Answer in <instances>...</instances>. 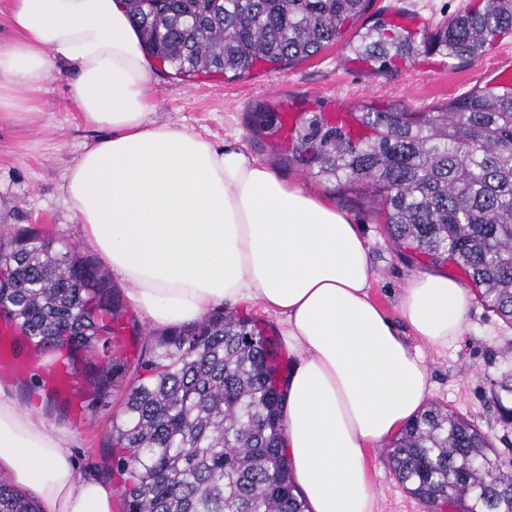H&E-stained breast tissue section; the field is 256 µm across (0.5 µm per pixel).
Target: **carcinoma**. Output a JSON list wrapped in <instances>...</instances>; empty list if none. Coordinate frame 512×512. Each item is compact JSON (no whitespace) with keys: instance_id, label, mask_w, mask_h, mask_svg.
<instances>
[{"instance_id":"cac0c4a2","label":"carcinoma","mask_w":512,"mask_h":512,"mask_svg":"<svg viewBox=\"0 0 512 512\" xmlns=\"http://www.w3.org/2000/svg\"><path fill=\"white\" fill-rule=\"evenodd\" d=\"M146 51L176 75L277 69L343 39L371 0H121ZM512 34V0H484L418 42L376 22L354 47L382 71L420 50L473 60ZM355 135L314 112L286 162L377 207L399 251L452 262L480 302L512 325V89L473 90L427 112L365 106ZM0 315L36 349H65L103 398L130 365L112 338L111 281L33 228L0 236ZM254 320L218 309L155 340L136 364L109 434L126 512H308L282 445L288 397ZM512 425V373L489 380ZM413 496L450 512H512V459L474 421L431 404L391 441ZM0 512H38L0 479Z\"/></svg>"}]
</instances>
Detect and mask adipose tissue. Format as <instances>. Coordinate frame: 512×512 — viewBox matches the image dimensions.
Here are the masks:
<instances>
[{
	"label": "adipose tissue",
	"mask_w": 512,
	"mask_h": 512,
	"mask_svg": "<svg viewBox=\"0 0 512 512\" xmlns=\"http://www.w3.org/2000/svg\"><path fill=\"white\" fill-rule=\"evenodd\" d=\"M0 41V119L40 114L54 74L99 131L61 192L83 239L130 286L132 308L172 329L251 304L277 316L293 357L284 448L310 512H377L366 452L429 402L430 373L409 341L463 336L471 295L443 273L412 274L389 317L369 295L374 268L358 226L241 147L158 122L152 67L118 0H10ZM74 434L0 385V470L41 512H113L109 484L81 471Z\"/></svg>",
	"instance_id": "obj_1"
}]
</instances>
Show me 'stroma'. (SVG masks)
Listing matches in <instances>:
<instances>
[{
  "label": "stroma",
  "mask_w": 512,
  "mask_h": 512,
  "mask_svg": "<svg viewBox=\"0 0 512 512\" xmlns=\"http://www.w3.org/2000/svg\"><path fill=\"white\" fill-rule=\"evenodd\" d=\"M476 2L372 0L370 14L361 23L369 26L374 17L402 10L415 14L419 33L429 34L450 15ZM507 57H512L510 35L473 61L460 62L436 52L410 62H392L378 73L373 63L352 55L339 42L309 60L278 71L258 67L236 79L220 74L183 78L158 63L153 67L151 98L156 120L193 129L220 147L238 143L285 181L301 184L345 212L370 246L375 270L371 296L392 317L398 294L406 280L421 270V263L407 261L397 253L381 219L364 199L337 190L335 184L317 181L299 167L282 164L286 143L277 136L255 133L254 115L278 111L284 103L301 113H326L339 106L355 110L364 105L424 112L494 83V67ZM70 80V74L64 72L50 79L42 96L41 113L34 121H0V225H10L15 231L28 227L42 230L95 264L99 257L81 243L79 226L70 218L60 190L67 167L98 135L69 105ZM412 344L429 366L432 402L472 416L492 437L503 436L512 443V434L504 435L497 413L487 401L488 379L512 369V325L475 300L470 305L465 335L448 348L437 351L417 338ZM4 355L13 357L21 370L13 373L0 369V384L14 388L23 403L57 391L59 405L43 406V418L74 432V454L84 473L111 482L108 433L113 416L121 411L123 389L112 390L91 406L49 376L48 365L57 357V349L17 356L9 344L0 341V357ZM367 461L380 512H429L427 505L398 482L386 449H369Z\"/></svg>",
  "instance_id": "obj_1"
}]
</instances>
